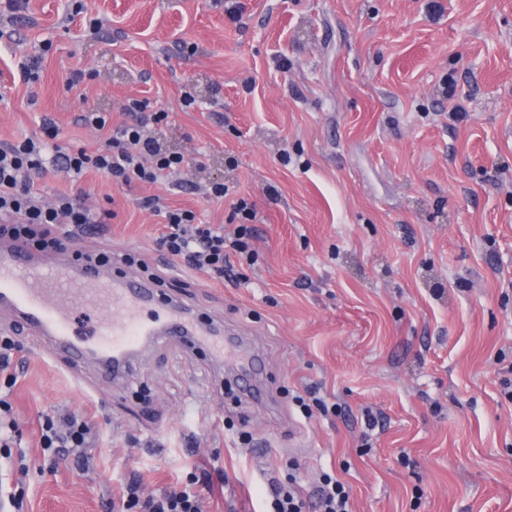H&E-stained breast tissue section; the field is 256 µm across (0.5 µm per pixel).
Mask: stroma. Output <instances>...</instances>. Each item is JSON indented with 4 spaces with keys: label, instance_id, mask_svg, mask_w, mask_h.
<instances>
[{
    "label": "stroma",
    "instance_id": "obj_1",
    "mask_svg": "<svg viewBox=\"0 0 512 512\" xmlns=\"http://www.w3.org/2000/svg\"><path fill=\"white\" fill-rule=\"evenodd\" d=\"M232 2L27 0L0 25V143L48 117L59 143L92 150L105 134L86 109L114 128L130 98L167 112L162 144L208 156L180 186L95 172L36 186L114 211L55 233L110 251L112 274L146 261L201 322L233 328L262 351L275 404L240 400L226 366L175 345L150 346L116 389L2 315L15 348L0 398L25 461L0 463V486L23 484V512H110L131 476L157 494L206 470L210 512H263L272 483L311 491L328 472L352 512H512V0H240L236 20ZM215 183L229 197H210ZM153 195L228 233L248 199L242 281L166 260L163 220L140 205ZM308 385L329 406L309 419L295 402ZM77 411L99 435L85 470L39 444L41 414Z\"/></svg>",
    "mask_w": 512,
    "mask_h": 512
}]
</instances>
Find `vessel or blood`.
<instances>
[{
    "instance_id": "obj_1",
    "label": "vessel or blood",
    "mask_w": 512,
    "mask_h": 512,
    "mask_svg": "<svg viewBox=\"0 0 512 512\" xmlns=\"http://www.w3.org/2000/svg\"><path fill=\"white\" fill-rule=\"evenodd\" d=\"M0 310L36 331L50 356L93 358L113 379L161 341L187 350L207 346L213 358L247 375L261 365L235 337L199 326L186 306L158 297L153 284L109 278L100 268L35 253L20 241L0 242Z\"/></svg>"
}]
</instances>
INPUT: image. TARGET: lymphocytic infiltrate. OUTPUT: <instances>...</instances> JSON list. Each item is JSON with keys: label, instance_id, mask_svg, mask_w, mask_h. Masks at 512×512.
I'll return each mask as SVG.
<instances>
[{"label": "lymphocytic infiltrate", "instance_id": "f902f5d3", "mask_svg": "<svg viewBox=\"0 0 512 512\" xmlns=\"http://www.w3.org/2000/svg\"><path fill=\"white\" fill-rule=\"evenodd\" d=\"M125 110L132 114L133 123L113 130L105 144L92 153L58 143L55 125L48 119L43 122V137L0 145V236L22 238L39 249L52 250L61 245L54 234L55 226L67 224L80 234L88 224H103L110 219L107 211L92 215L77 196L61 195L45 202L35 187V179L46 173L77 178L93 171L128 187L157 182L184 165L182 154L163 149L147 130L148 123H162L166 112H149L147 101L138 99L129 100ZM142 205L165 220L166 231L160 240L163 249L193 270L220 280L228 254H236L249 263L256 259L249 248L253 231L246 225L253 218L254 209L246 199L237 200L233 206L234 216L242 223L230 237L223 229L198 226L193 211L168 208L160 198H145ZM92 436L91 421L79 412L59 419L46 414L40 422L42 450L53 455H74L82 467L89 464L86 450ZM212 487L209 474L203 471L191 476L188 486L150 495L141 480L134 477L122 488L121 512H208V492Z\"/></svg>", "mask_w": 512, "mask_h": 512}]
</instances>
